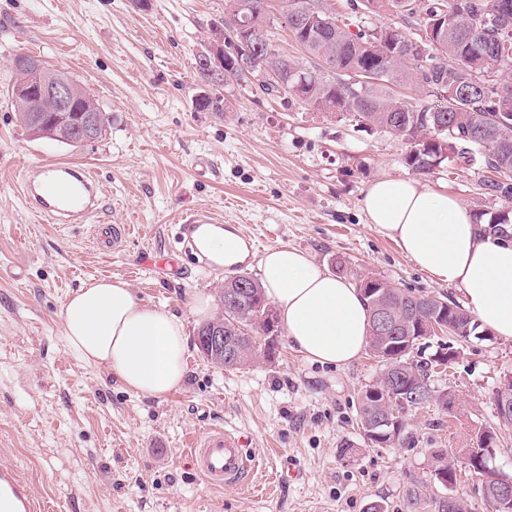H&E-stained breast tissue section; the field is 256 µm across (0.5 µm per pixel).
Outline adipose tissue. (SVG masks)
<instances>
[{
    "instance_id": "ef3b65f1",
    "label": "adipose tissue",
    "mask_w": 512,
    "mask_h": 512,
    "mask_svg": "<svg viewBox=\"0 0 512 512\" xmlns=\"http://www.w3.org/2000/svg\"><path fill=\"white\" fill-rule=\"evenodd\" d=\"M363 205L377 232L417 267L457 286L485 328L512 340V239L484 232L456 198L414 179H376ZM198 246L221 267L248 254L241 239L215 225L203 229ZM260 270L291 348L334 367L360 356L369 324L357 288L288 246L268 250ZM61 317L68 351L113 374L127 391L161 398L181 387L189 351L184 319L147 305L127 282L88 280L68 296Z\"/></svg>"
}]
</instances>
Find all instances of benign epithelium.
<instances>
[{
  "mask_svg": "<svg viewBox=\"0 0 512 512\" xmlns=\"http://www.w3.org/2000/svg\"><path fill=\"white\" fill-rule=\"evenodd\" d=\"M261 41L256 35L236 26H224L211 31L207 52L198 60L206 65L210 75H224L225 59L235 61L241 84L280 82L275 69H256L253 50L260 49ZM17 75L16 98L25 104L33 121V133L37 138L48 136L55 141L81 144L98 139L101 125L97 108L80 102L77 82L66 72L50 68L43 63L22 59L13 63ZM47 99L56 102L53 116L44 114L43 103ZM202 353L205 360L217 367L224 366V356L233 351V345L224 343V313L211 321L202 336ZM492 456H487L481 469L483 485H492L498 493L495 508L504 509L512 504V477H508L490 465Z\"/></svg>",
  "mask_w": 512,
  "mask_h": 512,
  "instance_id": "1",
  "label": "benign epithelium"
}]
</instances>
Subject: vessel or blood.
<instances>
[{
	"label": "vessel or blood",
	"mask_w": 512,
	"mask_h": 512,
	"mask_svg": "<svg viewBox=\"0 0 512 512\" xmlns=\"http://www.w3.org/2000/svg\"><path fill=\"white\" fill-rule=\"evenodd\" d=\"M21 191L29 205L48 224H81L101 201L102 186L91 168L62 161L35 160L21 170ZM211 212L198 209L182 216L178 238L185 250H194L199 229L214 223ZM188 456L192 468L215 489L241 485L255 469V461L241 434L211 427L194 437ZM28 482L12 467L0 466V512H46Z\"/></svg>",
	"instance_id": "b4317fda"
}]
</instances>
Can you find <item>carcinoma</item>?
<instances>
[{
  "instance_id": "carcinoma-1",
  "label": "carcinoma",
  "mask_w": 512,
  "mask_h": 512,
  "mask_svg": "<svg viewBox=\"0 0 512 512\" xmlns=\"http://www.w3.org/2000/svg\"><path fill=\"white\" fill-rule=\"evenodd\" d=\"M512 0H346L338 17L327 0H225L230 24L263 23L264 38L279 59L261 58L258 66H283L289 88L299 75L307 78L298 91L285 93L304 109H327L356 125L386 132L410 146L405 164L420 175L451 161L479 164L492 173L485 188L512 195V35L501 32L494 17ZM365 13H390V25L357 27L350 21ZM448 30V41L427 51L414 48L412 39L430 24ZM288 29L308 56L304 65L274 45L276 31ZM354 68L379 73L378 81L353 91L337 76ZM436 135L448 142V156L426 144ZM486 231L512 237V214L496 213ZM369 308V349L381 365L380 376L359 398L364 437L374 445L392 446L404 439L405 415L435 402L448 407V394L436 393L430 369L445 366L453 352L432 362L413 360L419 340L436 321L442 332L477 336L480 323L471 313L435 294H415L375 276L358 279ZM270 301L261 281L244 272L224 281V336L237 342L236 356L224 367L233 369L254 360L252 340L264 339L265 358L273 360L280 329L265 320ZM389 311L391 330L383 332L377 311ZM497 435L486 428L465 449L463 464L473 474L486 446ZM434 474L447 487L457 482V466L441 448L434 451Z\"/></svg>"
}]
</instances>
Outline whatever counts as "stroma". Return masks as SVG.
Listing matches in <instances>:
<instances>
[{"instance_id": "35a3bbf8", "label": "stroma", "mask_w": 512, "mask_h": 512, "mask_svg": "<svg viewBox=\"0 0 512 512\" xmlns=\"http://www.w3.org/2000/svg\"><path fill=\"white\" fill-rule=\"evenodd\" d=\"M224 0H0V464L38 498L65 512H438L453 495L491 512L477 479L439 486L431 452L461 453L478 429L498 435L495 466L512 474V425L499 421L497 392L512 383V341L422 340L424 361L453 348L434 375L436 404L409 412L404 442L377 447L360 430L358 395L379 367L369 352L349 366L310 362L281 343L274 360L215 367L190 346L180 389L163 398L126 391L118 379L66 349L61 308L91 277H118L147 304L181 315L189 333L199 293L226 278L259 275L257 261L199 272L175 242L179 216L205 208L266 248L287 245L356 281L373 274L417 294L463 296L417 268L366 220V185L408 178L405 140L305 110L289 96L204 82L197 57ZM64 69L107 113L105 136L77 146L32 139L11 105L18 50ZM224 98V114L199 111L200 92ZM37 158L94 169L104 191L89 221L42 223L19 191L23 162ZM423 183L469 212L512 209L490 195L481 167L452 163ZM98 224H131L117 252L96 249ZM211 426L241 432L266 465L289 460L301 479L270 492L217 491L192 469L185 444Z\"/></svg>"}]
</instances>
